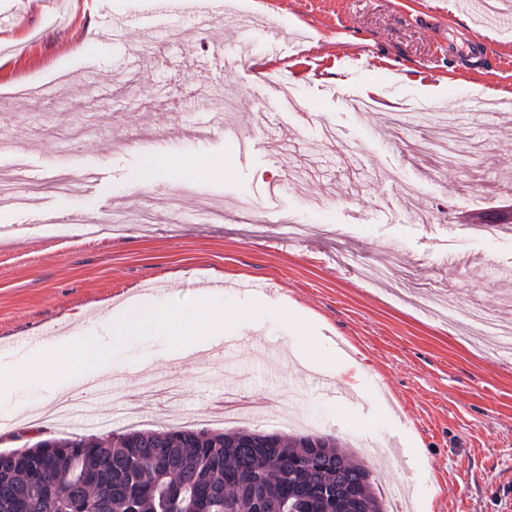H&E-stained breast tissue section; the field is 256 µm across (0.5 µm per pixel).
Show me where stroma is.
Segmentation results:
<instances>
[{
	"instance_id": "stroma-1",
	"label": "stroma",
	"mask_w": 512,
	"mask_h": 512,
	"mask_svg": "<svg viewBox=\"0 0 512 512\" xmlns=\"http://www.w3.org/2000/svg\"><path fill=\"white\" fill-rule=\"evenodd\" d=\"M487 17L486 0L466 15L447 0H234L233 16L209 20L155 0H0V177H18L22 199L0 206V339L15 343L0 367L47 326L85 325L147 282H169L177 306L221 279L304 308L324 337L317 362L353 348L368 369L340 405L291 361L285 321L178 365L159 333L115 352L124 371L99 409L142 403L162 372L181 381L177 402L50 435L221 431L208 410L232 383L290 407L300 433L376 443L377 480L409 490L410 512H500L512 361L457 329L485 308L512 323V233L464 229L474 213L512 226V32ZM245 41L252 59L225 75ZM439 142L455 159L445 169L431 161ZM155 149L231 174L147 183ZM72 207L91 224L108 209L152 221L34 232L38 214ZM287 217L309 225L305 239L288 238ZM369 266L390 274L365 283Z\"/></svg>"
}]
</instances>
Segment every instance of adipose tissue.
<instances>
[{"label":"adipose tissue","instance_id":"1","mask_svg":"<svg viewBox=\"0 0 512 512\" xmlns=\"http://www.w3.org/2000/svg\"><path fill=\"white\" fill-rule=\"evenodd\" d=\"M143 169L149 180L166 172L207 177L228 174L220 161H177L160 152L146 154ZM264 317L284 319L294 326L292 354L305 367H313L310 351L315 340L305 334L303 315L295 304L259 297L247 306L230 307L221 293L205 289L195 303L176 308L148 294L134 296L106 311L94 329L82 328L48 340L21 367L1 373L0 384L17 388L35 376L51 401H64L78 395L87 382L110 379L117 371L113 348L132 337L164 331L171 338L173 352L183 359L207 348L213 337L234 334L240 326Z\"/></svg>","mask_w":512,"mask_h":512}]
</instances>
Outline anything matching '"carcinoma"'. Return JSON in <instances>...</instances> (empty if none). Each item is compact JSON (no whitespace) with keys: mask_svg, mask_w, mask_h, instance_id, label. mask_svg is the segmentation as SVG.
I'll return each instance as SVG.
<instances>
[{"mask_svg":"<svg viewBox=\"0 0 512 512\" xmlns=\"http://www.w3.org/2000/svg\"><path fill=\"white\" fill-rule=\"evenodd\" d=\"M190 430L129 431L107 441L49 438L0 458V512H252L255 502L288 500L294 512H385L372 472L339 440L280 437L274 448H249L225 431L199 441ZM53 460L42 475L38 457Z\"/></svg>","mask_w":512,"mask_h":512,"instance_id":"obj_1","label":"carcinoma"}]
</instances>
